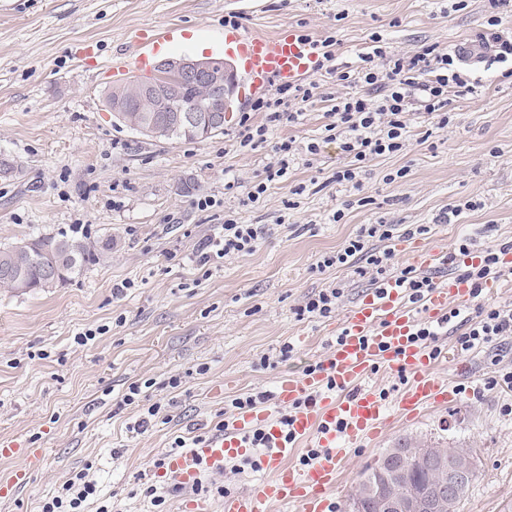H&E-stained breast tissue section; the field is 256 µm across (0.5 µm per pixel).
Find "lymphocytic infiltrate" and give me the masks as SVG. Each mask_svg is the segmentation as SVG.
Returning a JSON list of instances; mask_svg holds the SVG:
<instances>
[{
    "label": "lymphocytic infiltrate",
    "instance_id": "obj_1",
    "mask_svg": "<svg viewBox=\"0 0 512 512\" xmlns=\"http://www.w3.org/2000/svg\"><path fill=\"white\" fill-rule=\"evenodd\" d=\"M335 37L328 36L319 42L322 56L329 61V75L338 80L364 85L366 92L359 96L337 98L332 105L331 123L324 127L322 142L308 143V154L316 155L322 144H335L345 159L344 166L335 174L338 183L356 184L363 164L385 154L403 150L409 138L413 116L433 120L437 128L449 124L447 113L448 90L470 93L476 81L459 52H440L437 45H428L414 51L387 50L379 34H371L358 54L355 69L335 66ZM317 83L281 85L271 96L255 100L239 121L240 143L249 145L254 138L265 137L268 128L283 123H299L301 106L313 101L317 95ZM264 113L265 127L252 129L250 115ZM274 155L266 166L263 179L249 188L247 200L259 202L270 183L287 179L288 169L294 157L293 143L284 140L273 147ZM392 236L390 225L371 224L361 228L346 245L324 256L325 268L345 266L357 260L384 272L392 251L375 252L367 242L376 237L387 240ZM258 231L253 225L239 223L234 215L224 217V224L217 234L209 237L206 250L201 254L200 265L211 259H221L230 254L252 253L256 248ZM512 335V310L494 306H478L477 319L467 330L457 336V348L461 353L475 349H490L506 336ZM97 495V487L86 471L72 474L59 487L55 496L46 501L42 512H86L91 500Z\"/></svg>",
    "mask_w": 512,
    "mask_h": 512
}]
</instances>
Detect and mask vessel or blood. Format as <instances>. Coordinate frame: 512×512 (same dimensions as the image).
Instances as JSON below:
<instances>
[{
	"label": "vessel or blood",
	"instance_id": "obj_1",
	"mask_svg": "<svg viewBox=\"0 0 512 512\" xmlns=\"http://www.w3.org/2000/svg\"><path fill=\"white\" fill-rule=\"evenodd\" d=\"M177 34V29L170 28L142 36L140 51L130 60L116 62L113 75L132 68L149 71L154 55ZM220 51L243 76L237 89L243 99L264 93L272 83L294 84L321 70L314 41L293 27L266 35L238 22L228 23ZM483 256L482 250L469 249L451 260L438 246H414L409 253L412 268L422 273L444 272L419 302H411L407 289L396 279L384 280L346 311L321 369L281 377L272 406L239 411L223 433L200 438L187 449L169 451L158 476L192 490L202 473L223 474L226 459L248 455L246 437L259 428L268 442L258 462L267 473L266 479L224 494L216 510L206 500L191 501L190 512H269L274 505L292 512H333L332 494L338 483L342 449L360 448L377 438L388 420V407L412 418L422 409L445 405L458 397V390L435 371L436 352L414 341L413 332L419 317L439 323L451 308L470 304L473 285L458 269L479 265ZM451 262L456 263V272H447ZM381 367L403 376L394 398H387L367 383ZM281 409L287 410L291 420L286 430L277 416ZM307 441L317 448L314 458L303 465L290 464L297 446ZM15 457L23 458L24 464L0 479L2 497L28 484L41 463L42 451L1 442L0 458Z\"/></svg>",
	"mask_w": 512,
	"mask_h": 512
}]
</instances>
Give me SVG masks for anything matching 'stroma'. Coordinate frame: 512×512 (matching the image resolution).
Listing matches in <instances>:
<instances>
[{
  "instance_id": "obj_1",
  "label": "stroma",
  "mask_w": 512,
  "mask_h": 512,
  "mask_svg": "<svg viewBox=\"0 0 512 512\" xmlns=\"http://www.w3.org/2000/svg\"><path fill=\"white\" fill-rule=\"evenodd\" d=\"M487 0H0V246L41 235L111 240L112 249L71 281L45 290H0V441L44 451L41 467L0 512H39L71 474L88 470L114 512H185L188 495L155 475L175 440L192 442L232 419L231 401L273 392L284 374L323 362L346 310L374 288L355 268L320 269L366 224H391L398 267L417 243L460 242L492 251L512 241V77L473 64L475 94H448L450 123L423 138L413 126L405 149L367 163L360 189L333 182L343 161L329 144L302 152L287 180L246 203L283 139L305 147L328 123L330 97L352 88L315 75L324 100L295 125L269 129L267 140L240 146L239 124L203 141H156L113 125L105 94L116 83V57H132L139 33L169 26L185 39L169 56H204L224 35L226 17L272 34L294 27L321 40L335 36L338 63L355 64L371 32L394 50L438 45L455 49L488 32ZM405 169L403 178L389 174ZM237 181L225 190V181ZM300 196L292 191L298 185ZM213 207L198 209V197ZM295 209H286L288 200ZM457 216H448L451 207ZM343 210L340 223L330 215ZM254 225L258 246L212 264L203 276L196 257L225 214ZM123 292H116V285ZM343 296L327 318L297 320L294 309L325 288ZM107 326L93 343L75 336ZM292 344L291 359L279 349ZM512 369V336L495 351L463 355L466 371L447 361L438 375L460 391L448 405L408 419L391 414L380 436L346 449L339 462L337 504L347 502L363 468L399 439L438 438L442 447L471 449L477 471L460 512H512V393L486 384L488 357ZM268 365H261V358ZM180 376L178 388L168 379ZM145 382L162 411L147 429L142 410L125 405L130 383ZM156 485L155 508L142 489Z\"/></svg>"
}]
</instances>
